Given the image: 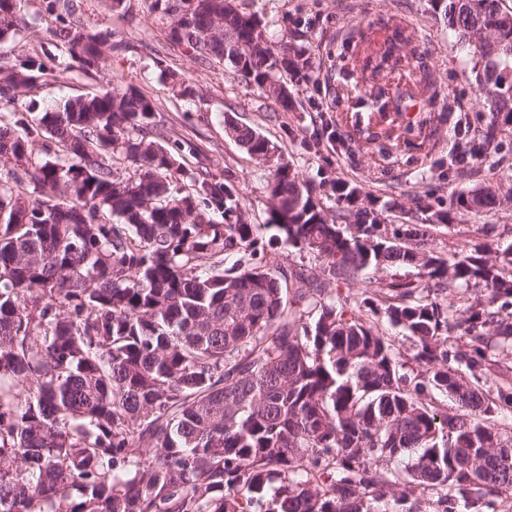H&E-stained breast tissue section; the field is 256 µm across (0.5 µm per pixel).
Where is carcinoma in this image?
<instances>
[{
	"instance_id": "1",
	"label": "carcinoma",
	"mask_w": 512,
	"mask_h": 512,
	"mask_svg": "<svg viewBox=\"0 0 512 512\" xmlns=\"http://www.w3.org/2000/svg\"><path fill=\"white\" fill-rule=\"evenodd\" d=\"M0 0V41L17 33ZM55 48L99 69L111 34L72 0H44ZM475 59L491 120L467 149L512 128V8L429 0ZM169 39L288 103L283 74L308 81L312 51L274 47L230 0H152ZM396 26L376 74L402 60ZM57 54L0 64V102L39 86ZM429 111L447 95L424 85ZM254 158L270 141L227 116ZM140 89L111 84L40 112L0 111V512H502L512 499V247L450 257L419 224H384L377 201L330 181L331 213L284 161L268 223L249 221L228 178L193 173L153 129ZM118 156L135 168L124 180ZM462 216L501 205L458 193ZM223 221L217 222L213 215ZM313 261L264 263L263 233ZM416 278L367 288L357 309L333 284L369 269ZM462 291L467 305L445 302ZM401 329L404 356L381 323ZM455 402L441 407L436 395ZM412 462L395 465L402 456Z\"/></svg>"
}]
</instances>
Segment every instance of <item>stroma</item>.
Wrapping results in <instances>:
<instances>
[{"label":"stroma","instance_id":"obj_1","mask_svg":"<svg viewBox=\"0 0 512 512\" xmlns=\"http://www.w3.org/2000/svg\"><path fill=\"white\" fill-rule=\"evenodd\" d=\"M77 14L90 28L111 33L115 44L105 68L82 71L59 65L44 84L16 95L17 110L34 108L63 96L101 90L109 83L132 85L151 97L155 122L169 140L191 145L186 168H206L217 178L232 176L244 196L253 223H266L268 164L251 157L225 132V117L252 126L272 141L300 179L316 188L324 206L337 202L320 189L323 178L359 185L367 196L388 205L386 224H427L434 251L448 256L462 249L512 245V135L485 157L449 173L448 151L455 140L454 124H441L435 137L422 145L400 147L395 158L381 160L378 151L365 150L353 135L350 101L340 99V87L355 84L351 29L398 15L409 38L407 50L420 58L430 80L449 92L456 108L471 118V133L488 124L489 99L472 74L474 62L442 21L436 20L428 0H236L238 8L259 15L267 38L274 43L302 35L314 54L312 81L289 80L288 105L265 98L256 87L222 67H202L184 47L168 38L171 16L152 11L148 0H125L122 9H108L104 0H75ZM24 26L0 42V62L17 56H40L51 47L55 27L43 0H21ZM170 70L192 88L189 97L177 96L161 77ZM492 187L503 204L489 212L454 218L451 225L429 224L416 209L425 198L432 212H448L456 193Z\"/></svg>","mask_w":512,"mask_h":512}]
</instances>
